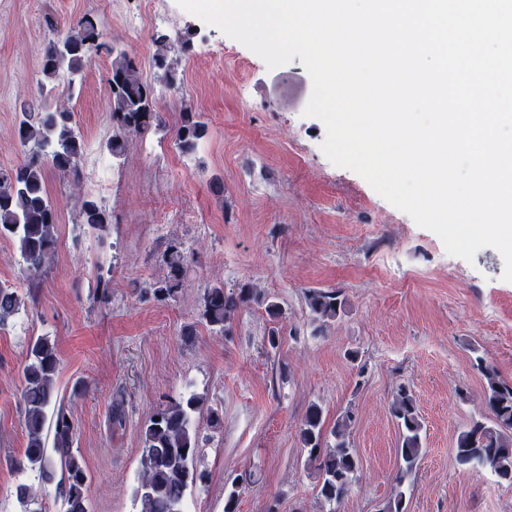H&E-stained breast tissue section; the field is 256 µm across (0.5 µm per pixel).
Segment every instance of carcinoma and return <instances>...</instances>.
Wrapping results in <instances>:
<instances>
[{
  "label": "carcinoma",
  "mask_w": 512,
  "mask_h": 512,
  "mask_svg": "<svg viewBox=\"0 0 512 512\" xmlns=\"http://www.w3.org/2000/svg\"><path fill=\"white\" fill-rule=\"evenodd\" d=\"M99 31L87 15L77 21L62 40L52 39L46 46L40 72L39 94L61 92L71 101L79 95V78L102 49ZM153 66L162 82L172 89L179 88L177 72L169 62L174 43L165 34L157 35ZM112 55L108 87L112 101V127L115 132L107 142L109 154L124 155L128 138L143 136L150 130L161 129L162 118L155 110L153 87L145 82L134 61L124 52L109 50ZM206 133V123L198 112L186 111L175 135L179 150L189 154ZM17 138L26 148L22 163L9 170L0 169V238L12 240L18 248L26 269L34 274L44 271L54 254L56 209L45 186V170L51 167L72 181L81 183V161L85 143L73 120V112L65 104L54 112H37L35 105L22 109L17 126ZM81 223L101 230L110 223L111 215L98 202L78 197ZM166 277L151 284L153 297L165 301L179 288L187 265V256L173 245L165 254ZM32 293L0 288V325L28 305ZM260 296L250 285L227 293L224 287L207 289L202 317L218 334L226 332L240 310ZM311 321L316 329L346 312V300L334 291L317 290L307 298ZM59 359L55 344L46 336L30 339L27 363L22 370L24 424L27 443L24 457L13 462L20 469L38 472L45 481L61 475L65 512H88L85 486L86 471L78 454L73 451L76 437L71 413L63 405L54 410V453L47 451V409L54 398L55 377ZM485 403L491 420L474 421L460 431L455 439V456L462 466L489 467L497 478L512 483V383L486 373ZM202 399L194 394L160 406L150 418L143 435L142 471L135 497L140 512H186V491L196 483L198 474L194 460L198 450L197 431L193 414L200 409ZM400 431L398 448L401 465L396 477L398 486L416 471L423 448V425L413 396L401 386L391 407ZM354 412L346 410L336 418V426L324 434L322 408L309 406L300 429L307 461L318 473L319 494L335 505L350 492L357 479L359 459L351 446L350 426ZM15 497L21 512H43L32 488L20 484Z\"/></svg>",
  "instance_id": "1"
}]
</instances>
